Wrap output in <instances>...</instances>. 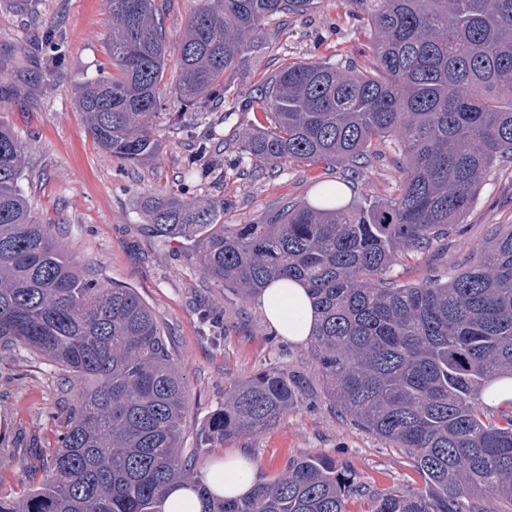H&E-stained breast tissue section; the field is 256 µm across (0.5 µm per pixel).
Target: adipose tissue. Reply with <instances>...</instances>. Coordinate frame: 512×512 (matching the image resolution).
<instances>
[{"label":"adipose tissue","instance_id":"ef3b65f1","mask_svg":"<svg viewBox=\"0 0 512 512\" xmlns=\"http://www.w3.org/2000/svg\"><path fill=\"white\" fill-rule=\"evenodd\" d=\"M257 307L284 341L299 346L310 340L316 314L308 291L300 283L288 279L271 282L260 294ZM255 473L254 461L233 455L206 464L200 471V480L212 496L234 499L253 493Z\"/></svg>","mask_w":512,"mask_h":512}]
</instances>
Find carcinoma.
<instances>
[{"label":"carcinoma","mask_w":512,"mask_h":512,"mask_svg":"<svg viewBox=\"0 0 512 512\" xmlns=\"http://www.w3.org/2000/svg\"><path fill=\"white\" fill-rule=\"evenodd\" d=\"M158 0H107L112 71L75 101L103 151L137 167L159 157L168 42ZM178 44L172 96L213 112L224 74L273 21L316 0H202ZM367 22L369 67L287 62L245 106L264 123L242 133L240 159L324 163L353 178L373 142L406 165L396 195L344 202L325 186L261 224L228 227L224 200L143 202L146 229L192 246L203 274L246 299L276 279L303 283L318 311L311 340L323 398L410 459L424 481L375 491L336 459L302 455L242 499L205 512H512V409L491 419L480 395L512 376V229L445 282L396 280L459 233L480 185L512 163V0H344ZM24 145L0 120V350H29L83 382L46 478L0 512H162L168 487L196 482L181 432L187 386L151 308L130 288L78 269L32 215L21 187ZM309 396L298 372L263 370L224 392L205 442L274 424Z\"/></svg>","instance_id":"cac0c4a2"}]
</instances>
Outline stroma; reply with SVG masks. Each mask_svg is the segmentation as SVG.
Returning a JSON list of instances; mask_svg holds the SVG:
<instances>
[{
	"label": "stroma",
	"instance_id": "obj_1",
	"mask_svg": "<svg viewBox=\"0 0 512 512\" xmlns=\"http://www.w3.org/2000/svg\"><path fill=\"white\" fill-rule=\"evenodd\" d=\"M111 28L105 0H0V119L25 144L21 185L39 223L80 269L134 289L154 311L189 392L183 435L200 461L233 454L257 462L270 482L304 453L332 456L377 490L413 489L421 476L397 449L354 425L328 402L307 398L267 430L223 444L201 443L224 391L256 372L276 367L304 373L311 389L320 376L309 345L275 336L256 308L208 279L186 252L145 229L144 198L173 192L187 199H224V221L257 224L290 203L315 202L339 170L294 164L241 175L235 141L256 121L253 112L224 104L200 116L178 115L167 101L159 122L165 150L156 161L131 167L99 149L74 103V87L108 62ZM280 35L249 51L226 80L233 92L255 94L261 77L283 59L319 61L329 55L364 63L369 32L345 13L341 0H320L304 16L280 19ZM403 157L390 144L354 180L348 198H390ZM462 234L423 259H401L402 281L447 280L465 256L485 250L493 228H512V167L495 166L465 216ZM81 387L66 372L29 351L0 357V436L20 455L0 458V494L21 498L36 454L58 446L66 413Z\"/></svg>",
	"mask_w": 512,
	"mask_h": 512
}]
</instances>
